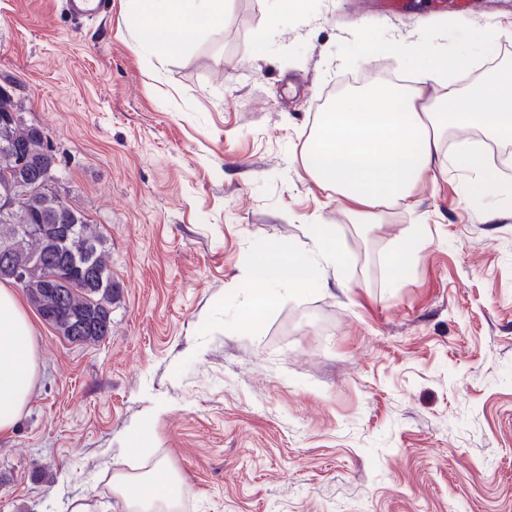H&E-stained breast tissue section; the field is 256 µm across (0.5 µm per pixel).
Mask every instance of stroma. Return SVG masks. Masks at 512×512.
<instances>
[{
	"label": "stroma",
	"instance_id": "35a3bbf8",
	"mask_svg": "<svg viewBox=\"0 0 512 512\" xmlns=\"http://www.w3.org/2000/svg\"><path fill=\"white\" fill-rule=\"evenodd\" d=\"M224 0V26L139 51L130 0L72 19L66 0H0V85L44 127L70 204L106 237L123 288L112 330L76 345L36 320L29 406L0 434V512H125L112 476L159 460L182 512H512V196L426 176L413 207L355 224L302 156L353 82L411 81L420 33L473 81L512 65V0ZM335 225L328 289L283 286L253 325L249 273L272 242ZM421 225L416 258L398 242ZM146 428L141 455L125 448Z\"/></svg>",
	"mask_w": 512,
	"mask_h": 512
}]
</instances>
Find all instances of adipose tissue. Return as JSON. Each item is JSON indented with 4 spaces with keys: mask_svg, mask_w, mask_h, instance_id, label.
<instances>
[{
    "mask_svg": "<svg viewBox=\"0 0 512 512\" xmlns=\"http://www.w3.org/2000/svg\"><path fill=\"white\" fill-rule=\"evenodd\" d=\"M137 23L135 43L150 52L176 51L175 34L202 37L224 21V0H132ZM432 62L419 70L412 85L393 86L341 97L318 119V131L308 142L303 164L321 187L355 203L356 223L376 224L382 209L412 207L422 178L455 167L473 172L465 186L471 198L500 190L501 172L475 150L448 153L453 129L478 127L498 137H512V68L493 73L475 91L461 92L467 80V56L435 54L430 36L413 44ZM312 255L288 241L273 243L252 268V298L242 324L274 307L285 279L297 287L315 286L323 268L341 271L345 258L332 224L310 227ZM37 330L22 300L0 283V432L9 431L27 408L38 373ZM182 474L157 462L147 477L123 472L112 476V489L125 512H179Z\"/></svg>",
    "mask_w": 512,
    "mask_h": 512,
    "instance_id": "ef3b65f1",
    "label": "adipose tissue"
}]
</instances>
